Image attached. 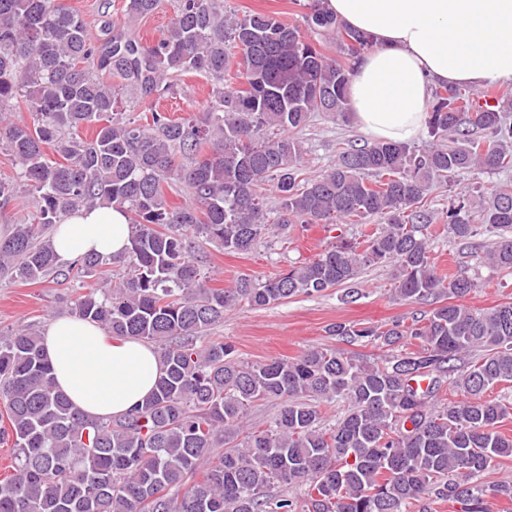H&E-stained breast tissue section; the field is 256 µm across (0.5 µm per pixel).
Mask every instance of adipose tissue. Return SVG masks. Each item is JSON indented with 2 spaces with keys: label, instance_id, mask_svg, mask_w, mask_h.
I'll return each instance as SVG.
<instances>
[{
  "label": "adipose tissue",
  "instance_id": "obj_1",
  "mask_svg": "<svg viewBox=\"0 0 512 512\" xmlns=\"http://www.w3.org/2000/svg\"><path fill=\"white\" fill-rule=\"evenodd\" d=\"M325 6L377 43L356 61L348 86L352 119L371 139H420L435 85L477 90L512 81V0H326ZM129 245L128 216L110 206L66 215L53 237L63 261L90 253L117 258ZM43 348L58 390L92 418L143 403L163 369L150 345L110 336L75 316L53 319Z\"/></svg>",
  "mask_w": 512,
  "mask_h": 512
}]
</instances>
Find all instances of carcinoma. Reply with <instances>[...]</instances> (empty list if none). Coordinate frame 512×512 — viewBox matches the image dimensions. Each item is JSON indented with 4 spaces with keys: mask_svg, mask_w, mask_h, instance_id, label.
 Wrapping results in <instances>:
<instances>
[{
    "mask_svg": "<svg viewBox=\"0 0 512 512\" xmlns=\"http://www.w3.org/2000/svg\"><path fill=\"white\" fill-rule=\"evenodd\" d=\"M163 0H103L99 36L88 37L66 0H0V148L18 170L0 181V199L34 198V212L0 237V272L47 276L82 287L115 262L127 273L71 299L72 314L117 337L151 343L163 364L143 405L93 419L56 389L33 329L0 336V442L12 445V472L0 480V512H406L420 500L458 512L512 502V483L478 477L512 458L500 431L512 399V302L473 309L481 287L431 260L441 222L454 239L476 235L465 200L438 215L423 200L471 170L512 169V120L501 104L478 105L457 87H436L427 113L429 144L351 146L313 180L300 178L298 134L322 112L349 117L352 63L375 42L306 0L312 32L336 37L346 62L299 27L262 12L224 14V0H174L169 24L142 43L137 23ZM211 81L201 115L174 119L159 108L183 77ZM144 116H132L138 109ZM92 136H84L86 128ZM278 212L271 214L265 186ZM185 194L180 206L167 195ZM114 205L130 215V247L119 261L88 254L58 267L52 237L70 211ZM382 223L361 242L335 246L270 278L241 274L211 288L197 239L248 252L266 234L302 224ZM480 223L498 233L480 261L512 271V184L491 190ZM386 263L408 303L448 302L391 326L336 322L326 333L384 350L373 361L335 348L259 364L207 333L240 305L265 308L298 295L351 284ZM451 382L456 400L443 398ZM277 400L269 428L245 426L250 406ZM347 403L322 426L321 405ZM275 485L282 492L272 494ZM303 487L300 495L288 493Z\"/></svg>",
    "mask_w": 512,
    "mask_h": 512,
    "instance_id": "1",
    "label": "carcinoma"
}]
</instances>
